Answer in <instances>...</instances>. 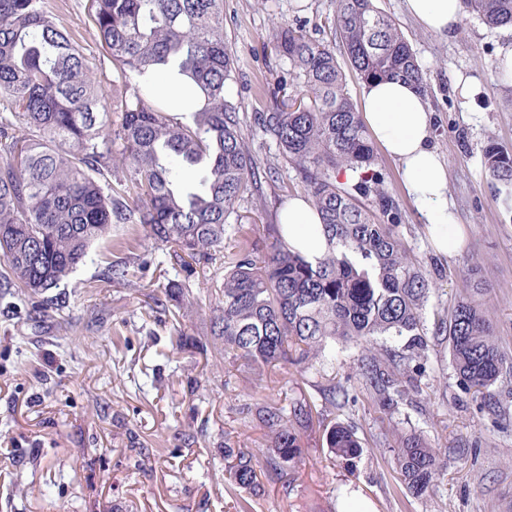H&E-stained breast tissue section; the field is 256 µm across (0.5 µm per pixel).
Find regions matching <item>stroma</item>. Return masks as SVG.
<instances>
[{"label": "stroma", "mask_w": 512, "mask_h": 512, "mask_svg": "<svg viewBox=\"0 0 512 512\" xmlns=\"http://www.w3.org/2000/svg\"><path fill=\"white\" fill-rule=\"evenodd\" d=\"M399 23L424 77L423 96L433 114L432 143L448 173V210L462 235L460 249L438 253L397 163L379 155L384 187L400 216V234L432 276L429 309L452 311L479 266L480 298L494 317L497 336L512 353V219L502 210L483 148L495 140L512 151V85L495 72L512 47V27L489 28L473 18L452 37L421 28L405 0H376ZM49 13L81 47L91 69L111 88L112 69L87 0H46ZM334 0H224V40L237 64L229 98L264 176L253 197L238 206L245 230L264 236L280 200L299 194L297 172L277 163L278 151L252 121L271 111L288 66L272 35L280 22L305 27L317 39L331 33L324 18ZM471 81L462 98L457 85ZM274 177H267L269 163ZM129 262L134 286L112 281L109 265ZM213 267L193 275L148 239L141 226L114 225L61 293L62 316L38 308L0 309V448L15 449L0 477V512H512V368L489 401L464 390L448 344L431 341L421 380L430 403L407 401L390 413L368 399L352 358L337 365L358 397L333 419L357 426L364 443L356 474L326 459L318 436L304 441L292 489L266 482L264 499L230 488L224 479L225 440L263 445L259 425L244 427L239 409L256 391L247 372L212 355L175 350L178 335L208 332L205 311ZM189 280L197 305L164 311L148 304L136 284L162 291ZM418 431L448 455L436 495L413 498L394 470L392 454L375 441L388 425Z\"/></svg>", "instance_id": "obj_1"}]
</instances>
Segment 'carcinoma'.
Returning a JSON list of instances; mask_svg holds the SVG:
<instances>
[{
    "mask_svg": "<svg viewBox=\"0 0 512 512\" xmlns=\"http://www.w3.org/2000/svg\"><path fill=\"white\" fill-rule=\"evenodd\" d=\"M122 90L108 96L78 45L44 0H0V305L38 303L61 312L52 294L89 257L114 224H138L180 264L224 259L209 308L210 340L179 337L177 350L239 362L257 382L292 365L321 378L316 404L303 390L287 402L254 406L265 429L256 451L224 442L228 483L259 499V477L291 485L303 439L318 431L329 459L352 470L363 455L354 427L325 423L324 412L357 402L336 383L338 354L356 353L371 399L390 410L420 394L427 304L433 289L424 263L404 245L391 197L362 180H336L344 168L377 164L360 113L346 88L336 47L306 29L280 24L274 45L288 63L296 94L254 122L304 183L321 216L327 251L314 262L270 224L260 241L247 232L224 248L228 221L253 194L258 167L239 117L226 99L234 58L224 42V0H88ZM461 14L486 26L512 25V0H461ZM332 26L364 83L390 78L423 87L422 69L396 21L374 0H336ZM178 70L199 89L180 121L152 86L151 72ZM484 167L512 214V153L490 140ZM126 170L129 177L112 180ZM153 304L180 309L193 300L171 280ZM433 325L449 342L460 385L484 398L512 363L490 314L470 294ZM379 444L393 452L401 482L423 498L448 469L447 453L416 432L394 428Z\"/></svg>",
    "mask_w": 512,
    "mask_h": 512,
    "instance_id": "obj_1",
    "label": "carcinoma"
}]
</instances>
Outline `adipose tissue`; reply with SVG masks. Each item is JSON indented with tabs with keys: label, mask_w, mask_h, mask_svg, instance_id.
I'll return each instance as SVG.
<instances>
[{
	"label": "adipose tissue",
	"mask_w": 512,
	"mask_h": 512,
	"mask_svg": "<svg viewBox=\"0 0 512 512\" xmlns=\"http://www.w3.org/2000/svg\"><path fill=\"white\" fill-rule=\"evenodd\" d=\"M409 14L429 32L448 37L460 24L459 0H405ZM365 122L374 139L399 164L401 183L422 212L435 247L442 253L460 244L448 212V175L432 145V114L421 92L402 81H375L363 90ZM289 243L308 259L320 258L325 243L320 218L303 197L289 200L280 213Z\"/></svg>",
	"instance_id": "adipose-tissue-1"
}]
</instances>
